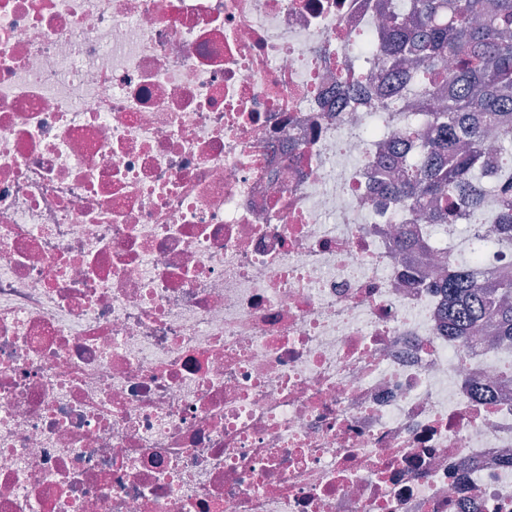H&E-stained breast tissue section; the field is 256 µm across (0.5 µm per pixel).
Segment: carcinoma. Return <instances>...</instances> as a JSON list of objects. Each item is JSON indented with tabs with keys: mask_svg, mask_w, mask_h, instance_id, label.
I'll list each match as a JSON object with an SVG mask.
<instances>
[{
	"mask_svg": "<svg viewBox=\"0 0 512 512\" xmlns=\"http://www.w3.org/2000/svg\"><path fill=\"white\" fill-rule=\"evenodd\" d=\"M389 62L380 80L412 79L432 96L448 63V103L430 112L421 159L392 151L390 191L413 212L453 226L488 197L499 199L491 234L473 226L465 260L443 281L448 335L465 342L491 324L512 336V277L485 282L472 265L502 244L512 246V0H410L409 13L388 17Z\"/></svg>",
	"mask_w": 512,
	"mask_h": 512,
	"instance_id": "carcinoma-1",
	"label": "carcinoma"
}]
</instances>
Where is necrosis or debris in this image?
I'll list each match as a JSON object with an SVG mask.
<instances>
[{"label":"necrosis or debris","instance_id":"obj_1","mask_svg":"<svg viewBox=\"0 0 512 512\" xmlns=\"http://www.w3.org/2000/svg\"><path fill=\"white\" fill-rule=\"evenodd\" d=\"M400 0H0V512H512V341L377 192Z\"/></svg>","mask_w":512,"mask_h":512}]
</instances>
